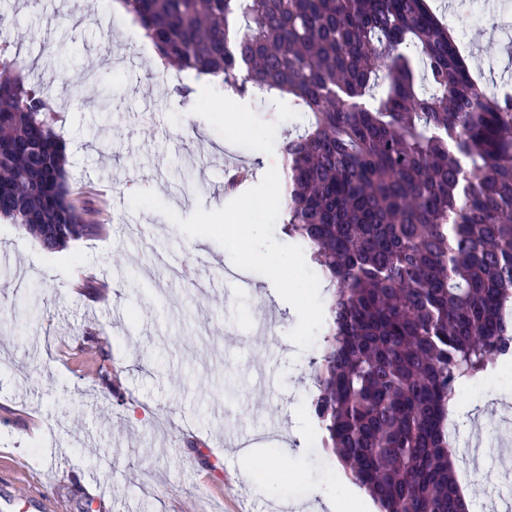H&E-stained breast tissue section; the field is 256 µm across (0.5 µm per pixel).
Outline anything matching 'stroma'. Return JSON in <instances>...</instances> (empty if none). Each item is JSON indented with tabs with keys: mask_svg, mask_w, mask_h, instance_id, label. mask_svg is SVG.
Here are the masks:
<instances>
[{
	"mask_svg": "<svg viewBox=\"0 0 512 512\" xmlns=\"http://www.w3.org/2000/svg\"><path fill=\"white\" fill-rule=\"evenodd\" d=\"M429 2L471 72L495 74L489 92L507 85L512 34L495 23L503 0H487L479 22L452 0ZM1 9L29 80L61 108L72 191L105 228L50 253L0 219V512H14L10 495L37 490L57 512H302L314 502L375 512L353 496L309 412L328 295L281 235L280 206L263 198L286 183L277 143L293 116L213 85L180 96L131 17L92 0H0ZM107 51L111 66L97 68ZM103 88L115 96L108 147L95 135ZM185 163L196 179L187 195ZM235 164L256 176L230 197L224 171ZM245 203L248 222L226 225ZM155 248L195 276L233 270L251 285L168 282L147 265ZM200 253L214 266L198 265ZM91 276L105 289H83ZM87 336L111 356V392L73 357ZM458 404L463 437L512 429V360L459 391ZM239 428L249 451L225 454V431ZM503 454L482 448L487 477L471 486V512L491 496L512 506V481L492 466Z\"/></svg>",
	"mask_w": 512,
	"mask_h": 512,
	"instance_id": "35a3bbf8",
	"label": "stroma"
}]
</instances>
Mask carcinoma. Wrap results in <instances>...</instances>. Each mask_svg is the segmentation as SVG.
Here are the masks:
<instances>
[{"instance_id":"1","label":"carcinoma","mask_w":512,"mask_h":512,"mask_svg":"<svg viewBox=\"0 0 512 512\" xmlns=\"http://www.w3.org/2000/svg\"><path fill=\"white\" fill-rule=\"evenodd\" d=\"M123 2L163 63L302 117L278 142L280 223L333 290L323 447L379 512H465L445 422L462 379L512 357V93L473 77L427 0ZM25 69L0 44V217L54 252L101 225Z\"/></svg>"}]
</instances>
